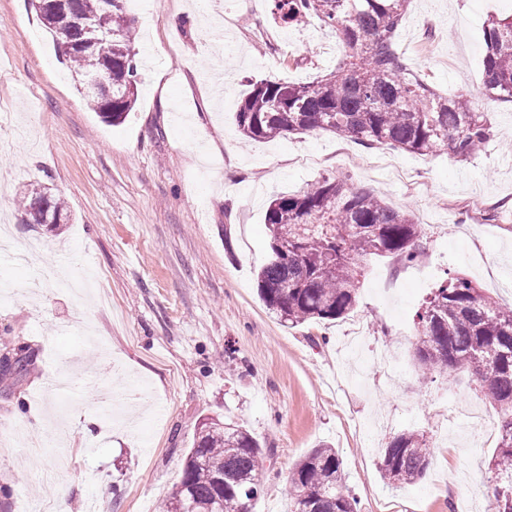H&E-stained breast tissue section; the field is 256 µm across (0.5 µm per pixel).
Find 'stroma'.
I'll return each mask as SVG.
<instances>
[{
	"label": "stroma",
	"instance_id": "stroma-1",
	"mask_svg": "<svg viewBox=\"0 0 512 512\" xmlns=\"http://www.w3.org/2000/svg\"><path fill=\"white\" fill-rule=\"evenodd\" d=\"M222 27L194 0H137L139 95L126 120L103 122L80 94L29 0H0V124L25 126L35 149L0 154V237L23 261L0 260L15 297L0 307V337L33 362L0 380V512L24 494L61 512H157L205 423L245 426L274 463L260 476L254 512H287V479L318 443L336 448L361 512H487L478 486L496 451L498 416L476 380L425 376L394 321L416 314L445 271L467 275L512 306V103L479 94L483 23L512 0H410L395 42L435 92L473 95L495 134L468 161L365 148L329 133L241 140L234 112L250 83L305 82L333 70L335 34L315 16L284 23L274 0H233ZM325 177L347 180L423 224L420 262L371 258L352 317L283 326L260 301L255 277L271 251L274 196ZM42 182L72 214L52 229L27 224L17 201ZM100 285L82 300L49 284L43 266ZM399 349L403 377L370 368V347ZM87 379L44 390L60 361ZM486 413L480 439L449 425V401ZM61 414L70 438L52 441ZM408 429L433 446L426 475L394 488L382 448ZM66 495H59V488Z\"/></svg>",
	"mask_w": 512,
	"mask_h": 512
}]
</instances>
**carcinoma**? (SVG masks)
Instances as JSON below:
<instances>
[{
    "label": "carcinoma",
    "mask_w": 512,
    "mask_h": 512,
    "mask_svg": "<svg viewBox=\"0 0 512 512\" xmlns=\"http://www.w3.org/2000/svg\"><path fill=\"white\" fill-rule=\"evenodd\" d=\"M90 28L93 44L62 54L75 73L112 79V98L86 93L95 112L114 124L126 119L139 83L134 32L137 20L127 0L108 14L103 0H69ZM408 0H276L289 24L311 15L336 30L345 56L336 69L306 83L262 80L241 99L235 113L240 134L251 142L285 134L327 132L364 147L431 155L443 148L464 161L492 135L471 98L431 92L405 63L394 41ZM56 43L71 28L70 11L38 12ZM486 53L480 92L512 102V14L483 30ZM26 224L70 219L65 202L41 183L20 198ZM266 224L271 260L257 273V291L267 310L295 327L348 316L356 307L361 263L371 256L418 257L423 225L410 214L340 179L284 193L271 200ZM415 356L425 374H467L499 410L498 445L485 485L488 512H512V308L472 280L454 274L435 289L418 314ZM22 346L4 353L0 376L30 365ZM270 450L242 425H205L185 456L179 482L163 512H252L261 494L259 476ZM427 436L404 432L382 449L379 467L392 485L412 483L431 466ZM343 462L332 446L316 445L288 477V512H359L343 482Z\"/></svg>",
    "instance_id": "carcinoma-1"
}]
</instances>
